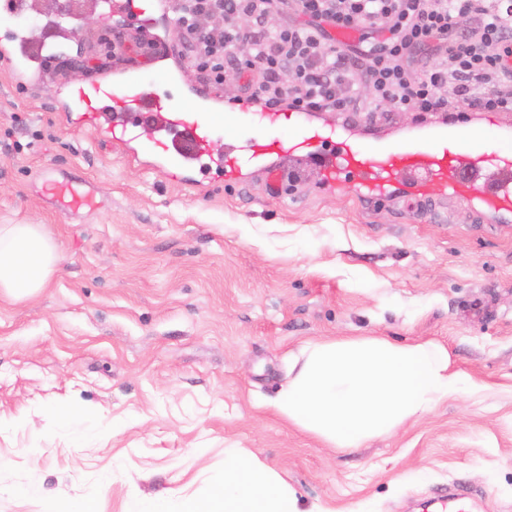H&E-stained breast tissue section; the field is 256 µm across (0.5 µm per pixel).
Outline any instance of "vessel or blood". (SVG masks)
Returning a JSON list of instances; mask_svg holds the SVG:
<instances>
[{
  "label": "vessel or blood",
  "instance_id": "b4317fda",
  "mask_svg": "<svg viewBox=\"0 0 512 512\" xmlns=\"http://www.w3.org/2000/svg\"><path fill=\"white\" fill-rule=\"evenodd\" d=\"M15 41L13 68L23 75L35 59L37 45L21 35ZM174 51L170 38H151L155 79L125 71L114 74L111 82L91 80L71 92L78 111L108 120L113 141L137 143L157 154L154 167L162 175L202 164L230 181L244 167L287 155L307 161L322 184L341 191L352 189L372 198L398 189L414 198L450 196L477 203L489 214L512 215L511 125H500L503 151L493 154L486 148L482 129L463 128L453 121L431 132L376 143L293 110L266 111L259 113L258 131L252 138L231 152L217 154L211 149L212 140L217 130L225 128L227 116L207 98L187 103L166 93V86L183 82L182 73L166 65ZM488 168L497 171V181H480V173ZM41 193L59 200L64 210L95 203L88 181L78 177L65 182L51 171L42 176Z\"/></svg>",
  "mask_w": 512,
  "mask_h": 512
}]
</instances>
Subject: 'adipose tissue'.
I'll list each match as a JSON object with an SVG mask.
<instances>
[{"label": "adipose tissue", "instance_id": "obj_1", "mask_svg": "<svg viewBox=\"0 0 512 512\" xmlns=\"http://www.w3.org/2000/svg\"><path fill=\"white\" fill-rule=\"evenodd\" d=\"M59 257L37 224H0V294L23 300L53 277ZM295 374L272 402L280 418L333 448H357L406 420L476 389L453 369L445 346L353 338L309 343L290 355ZM190 512H300L295 491L277 471L238 448L224 451L220 485Z\"/></svg>", "mask_w": 512, "mask_h": 512}]
</instances>
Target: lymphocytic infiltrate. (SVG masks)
<instances>
[{
	"mask_svg": "<svg viewBox=\"0 0 512 512\" xmlns=\"http://www.w3.org/2000/svg\"><path fill=\"white\" fill-rule=\"evenodd\" d=\"M209 87L298 112H512V0H172ZM376 38L344 46L335 32Z\"/></svg>",
	"mask_w": 512,
	"mask_h": 512,
	"instance_id": "obj_1",
	"label": "lymphocytic infiltrate"
}]
</instances>
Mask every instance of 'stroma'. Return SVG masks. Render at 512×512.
<instances>
[{"instance_id":"stroma-1","label":"stroma","mask_w":512,"mask_h":512,"mask_svg":"<svg viewBox=\"0 0 512 512\" xmlns=\"http://www.w3.org/2000/svg\"><path fill=\"white\" fill-rule=\"evenodd\" d=\"M68 8L36 17L33 37L59 26L57 60L27 81L0 23V224L41 225L61 255L37 295L0 296V512H126L157 495L182 512L231 447L302 512H441L430 500L451 483L471 512H512V215L332 193L284 156L278 192L258 170L167 179L65 97L114 67L96 56L105 20ZM327 118L389 140L447 115ZM45 169L85 177L98 206L61 212L39 193ZM360 336L441 343L480 387L352 449L265 410L292 351Z\"/></svg>"}]
</instances>
